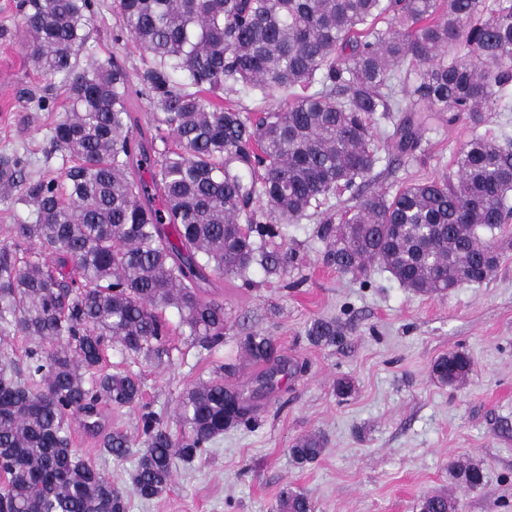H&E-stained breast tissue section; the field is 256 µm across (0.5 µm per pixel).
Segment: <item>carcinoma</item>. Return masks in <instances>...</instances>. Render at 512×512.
Listing matches in <instances>:
<instances>
[{
	"label": "carcinoma",
	"mask_w": 512,
	"mask_h": 512,
	"mask_svg": "<svg viewBox=\"0 0 512 512\" xmlns=\"http://www.w3.org/2000/svg\"><path fill=\"white\" fill-rule=\"evenodd\" d=\"M121 31L146 54L133 89L114 55L78 65L93 0H18L19 28L35 68L66 93L51 131L69 157L59 178L28 174V160L0 155V182L34 208L0 247V512H127L124 491L73 446L71 418L116 463L135 444L102 423L105 407L141 410V447L131 475L147 500L170 486L181 462L200 458L224 431L252 421L229 367L183 393L180 432L142 403V382L105 372L110 344L161 362L169 356L166 309L182 334L211 350L224 343L228 313L209 296L226 277L259 265H294L278 225L319 214L341 191L355 204L323 219V261L368 275L378 263L405 288L441 295L482 283L505 259L512 220V141L476 132L512 96V0H113ZM242 84L267 107L253 118L221 97ZM140 93L155 124L138 125L126 102ZM293 98L287 108L271 100ZM393 162L415 154L431 120L475 129L452 176L409 183L393 196L366 191L380 162L376 116L391 118ZM163 204L155 206V199ZM344 325L318 318L310 340L333 345ZM33 346L17 358L13 340ZM251 360L275 358L269 336L240 340ZM473 359L453 351L432 376L455 386ZM325 451L321 436L294 442L297 464ZM468 489L483 469L455 462ZM277 512H314L285 487ZM420 512H457L445 494Z\"/></svg>",
	"instance_id": "obj_1"
}]
</instances>
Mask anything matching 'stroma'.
<instances>
[{
  "mask_svg": "<svg viewBox=\"0 0 512 512\" xmlns=\"http://www.w3.org/2000/svg\"><path fill=\"white\" fill-rule=\"evenodd\" d=\"M16 4L0 0V155L24 154L31 176L56 177L68 159L52 149L50 129L65 93L50 90L54 105L44 110L20 101L21 89L43 80L26 56ZM95 4L80 64L115 53L130 72L140 71L143 56L133 39L113 38L112 0ZM472 132L463 121H436L417 157L382 172L375 189L391 196L403 184L455 174L456 153ZM319 223L313 216L283 225L284 242L297 253L285 274L268 277L255 268L248 279L225 280L217 294L229 315L222 345L208 351L173 333L172 360L160 366L108 348L107 365L142 377L144 403L171 431L180 428L179 397L220 364H235L227 382L254 407L250 426L225 431L202 459L179 466L161 497L129 495L128 512H276L287 486L308 495L315 512H419L421 499L435 493L456 499L459 512H512V256L484 283L421 295L377 266L365 279L327 266ZM319 317L344 324L343 344L308 341L306 329ZM250 333L273 337L302 371L273 392L256 393L261 367L240 351ZM457 350L474 367L462 385L448 387L430 366ZM342 380L353 387L345 398L336 393ZM308 433L320 434L326 450L315 462L295 464L290 447ZM73 436L82 457L129 487L135 458L113 462L81 428ZM453 461L480 465L483 486L455 482Z\"/></svg>",
  "mask_w": 512,
  "mask_h": 512,
  "instance_id": "obj_1",
  "label": "stroma"
}]
</instances>
